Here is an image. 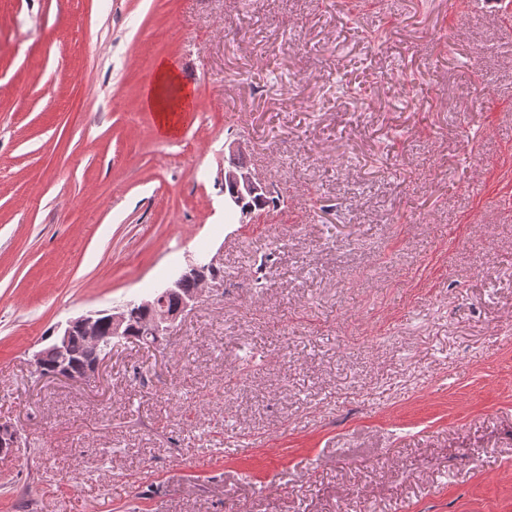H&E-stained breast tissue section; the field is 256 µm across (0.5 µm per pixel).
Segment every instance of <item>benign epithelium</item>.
I'll return each instance as SVG.
<instances>
[{
	"mask_svg": "<svg viewBox=\"0 0 512 512\" xmlns=\"http://www.w3.org/2000/svg\"><path fill=\"white\" fill-rule=\"evenodd\" d=\"M224 182H228L235 187L236 195L232 196L231 200L238 206L242 205L239 198L245 195H253L263 186V181L255 171L242 164L224 169ZM213 268H215V263L212 261L207 263L193 262L175 280L164 287L162 293L176 295L180 298V302L175 310L171 312L161 311L156 314L153 320V334L155 336L169 335L179 316L197 302L205 288L212 285L208 271ZM187 280L197 281V288L192 293L183 292V284ZM105 315L108 316L111 337L119 339L127 336L129 325L127 306L124 305L108 312H88L71 318L64 324L57 325L52 336H50V341L33 354L31 364L39 368L50 362L54 365L51 376L65 380H83L98 375L104 363L103 357H98L91 367L85 371L76 373L69 368L67 363V345L69 337L75 331L82 333L93 344L99 345L108 342L110 336L102 335L101 331V320Z\"/></svg>",
	"mask_w": 512,
	"mask_h": 512,
	"instance_id": "obj_1",
	"label": "benign epithelium"
}]
</instances>
